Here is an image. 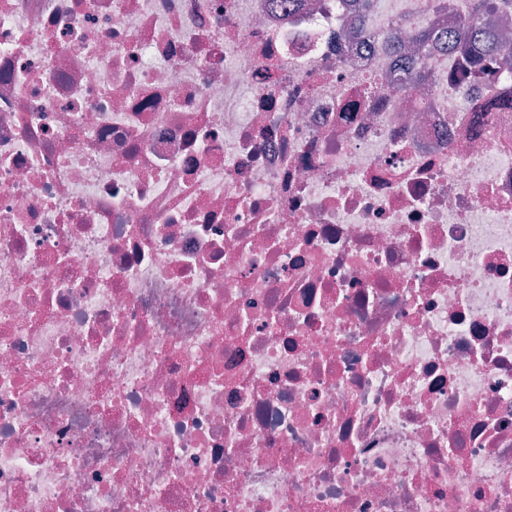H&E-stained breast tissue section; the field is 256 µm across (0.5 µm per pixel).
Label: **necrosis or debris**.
<instances>
[{
	"label": "necrosis or debris",
	"instance_id": "necrosis-or-debris-1",
	"mask_svg": "<svg viewBox=\"0 0 512 512\" xmlns=\"http://www.w3.org/2000/svg\"><path fill=\"white\" fill-rule=\"evenodd\" d=\"M357 0H0V512H512V64Z\"/></svg>",
	"mask_w": 512,
	"mask_h": 512
}]
</instances>
